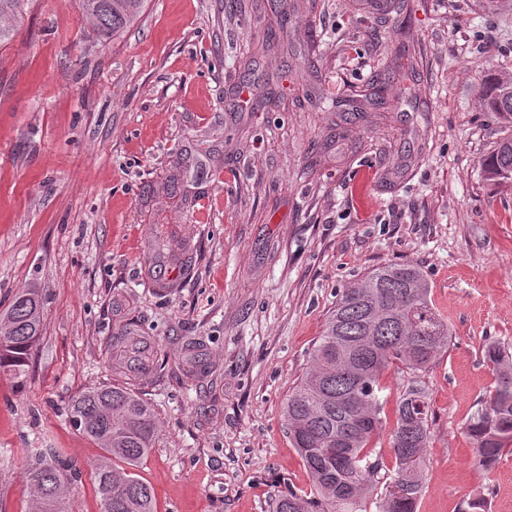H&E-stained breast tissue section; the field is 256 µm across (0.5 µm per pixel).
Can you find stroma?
Instances as JSON below:
<instances>
[{"label": "stroma", "mask_w": 512, "mask_h": 512, "mask_svg": "<svg viewBox=\"0 0 512 512\" xmlns=\"http://www.w3.org/2000/svg\"><path fill=\"white\" fill-rule=\"evenodd\" d=\"M287 3L269 50L265 0H148L106 41L73 0H32L0 48V311L32 288L45 298L26 378L0 372V512H27L25 472L48 449L77 465L70 512H102V450L68 406L120 382L108 353L131 323L158 358L196 341L221 372L136 386L159 420L138 469L158 512H268L285 487L308 489L284 398L339 289L388 263L422 269L452 333L418 377L433 419L417 512L479 496L512 512V453L484 471L463 432L494 381L486 342L512 347V183L480 166L512 138L480 102L482 77L512 76V12ZM336 96L361 119L327 111ZM187 155L205 174L171 197ZM161 230L190 255L168 262L164 292L147 254Z\"/></svg>", "instance_id": "35a3bbf8"}]
</instances>
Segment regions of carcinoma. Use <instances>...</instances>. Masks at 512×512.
<instances>
[{
    "label": "carcinoma",
    "instance_id": "obj_1",
    "mask_svg": "<svg viewBox=\"0 0 512 512\" xmlns=\"http://www.w3.org/2000/svg\"><path fill=\"white\" fill-rule=\"evenodd\" d=\"M30 0H0V46L10 44ZM101 39L119 36L143 14L147 0H74ZM489 112L512 116V80L489 78L482 87ZM485 180L512 181V139L501 140L482 160ZM158 249L175 258L187 243L175 234L158 239ZM431 288L415 264H385L346 285L336 296L311 355L310 366L288 392L283 417L289 442L309 479V490L277 496L271 512H367V501L382 483L404 495L375 501L377 512H417L424 488L425 452L430 439L428 394L412 378L399 394L388 424L385 372L397 364L414 376L448 349V322L432 302ZM43 298L32 289L13 298L0 313V371L19 380L26 376L31 351L42 331ZM143 332L125 328L112 337V369L151 374L158 359L142 357ZM193 357L179 369L207 376L198 358L203 344L190 342ZM494 382L467 418L464 430L473 443L476 463L491 470L512 451V352L500 343L485 345ZM73 423L103 454L95 482L103 512H157L150 487L136 473L151 451L158 431L153 407L133 384H112L84 391L70 404ZM389 429L393 464L372 446ZM75 466L55 454L41 455L27 467V483L36 512H69L65 487Z\"/></svg>",
    "mask_w": 512,
    "mask_h": 512
}]
</instances>
